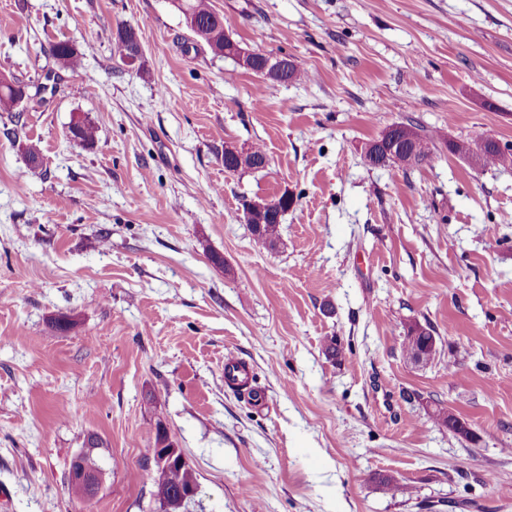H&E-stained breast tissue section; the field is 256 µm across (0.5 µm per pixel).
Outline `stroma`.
<instances>
[{"label":"stroma","mask_w":512,"mask_h":512,"mask_svg":"<svg viewBox=\"0 0 512 512\" xmlns=\"http://www.w3.org/2000/svg\"><path fill=\"white\" fill-rule=\"evenodd\" d=\"M210 2L308 79L256 104L261 77L197 42L178 0H0V77L36 79L59 40L83 54L18 104L20 141L0 112V512H159V422L197 474L189 512H512V167L446 147H512V0ZM77 117L93 145L70 140ZM408 121L435 160L368 166L365 144ZM228 144L268 166L225 172ZM285 192L281 244L259 248L240 201ZM412 323L431 363L403 351ZM229 353L262 400L225 383ZM92 434L85 501L68 470ZM135 34V29L128 25L118 29L114 43V52L118 55L119 59H122L124 52L128 49L129 43L132 40V36ZM141 57V48L137 45L123 57L122 61L128 65H134ZM481 142L485 143L482 149ZM495 141L486 139L480 142L452 141L448 144V150L462 158H477L484 167L512 166V149H499L495 147ZM431 417L437 425L448 428L449 431H453L465 438H469L471 435V432L465 423H463L446 407H442L441 405L436 406L431 413ZM88 443L92 445L94 449L84 452L81 458L82 467L88 471L76 467L80 456L78 455L69 471L68 482L83 485L87 489L85 499L91 500L96 495L101 483V474L93 472L101 470L97 450L102 447V442L97 436L91 435L88 438Z\"/></svg>","instance_id":"obj_1"}]
</instances>
